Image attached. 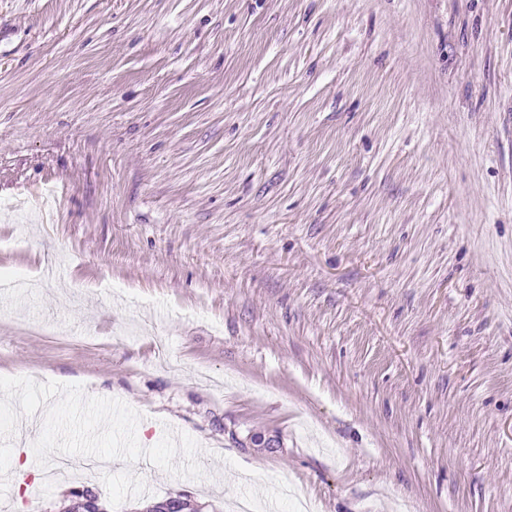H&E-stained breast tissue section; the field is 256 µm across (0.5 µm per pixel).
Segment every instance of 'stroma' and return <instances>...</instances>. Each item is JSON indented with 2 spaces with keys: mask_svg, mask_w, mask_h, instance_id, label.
<instances>
[{
  "mask_svg": "<svg viewBox=\"0 0 512 512\" xmlns=\"http://www.w3.org/2000/svg\"><path fill=\"white\" fill-rule=\"evenodd\" d=\"M1 239L0 376L204 471L13 512H512V0H0ZM73 494H94L98 498L97 500L93 495H82V496H68L65 501H69V504L62 505L56 512H106L101 502V495L95 491L92 487H76L69 490ZM99 507V508H98Z\"/></svg>",
  "mask_w": 512,
  "mask_h": 512,
  "instance_id": "35a3bbf8",
  "label": "stroma"
}]
</instances>
